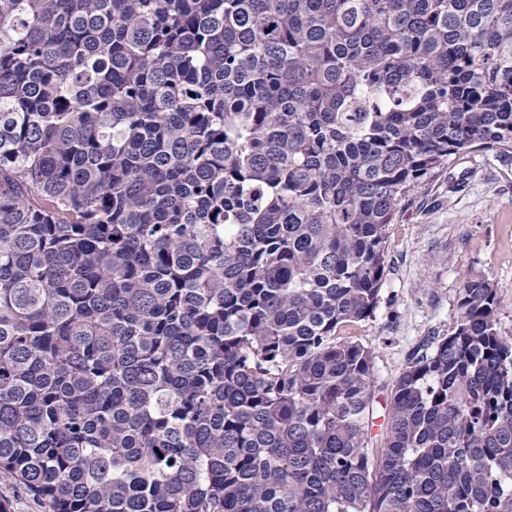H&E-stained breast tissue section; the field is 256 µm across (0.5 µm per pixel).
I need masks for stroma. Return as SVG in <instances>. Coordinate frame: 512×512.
<instances>
[{
    "label": "stroma",
    "instance_id": "obj_1",
    "mask_svg": "<svg viewBox=\"0 0 512 512\" xmlns=\"http://www.w3.org/2000/svg\"><path fill=\"white\" fill-rule=\"evenodd\" d=\"M386 237L379 305L356 331L380 381L391 382L424 340L448 334L473 279L493 286L498 329L512 337V151L449 160L410 192Z\"/></svg>",
    "mask_w": 512,
    "mask_h": 512
}]
</instances>
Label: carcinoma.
<instances>
[{
  "label": "carcinoma",
  "instance_id": "obj_1",
  "mask_svg": "<svg viewBox=\"0 0 512 512\" xmlns=\"http://www.w3.org/2000/svg\"><path fill=\"white\" fill-rule=\"evenodd\" d=\"M480 149L512 0H0V470L48 512H512L490 283L390 385L350 336Z\"/></svg>",
  "mask_w": 512,
  "mask_h": 512
}]
</instances>
